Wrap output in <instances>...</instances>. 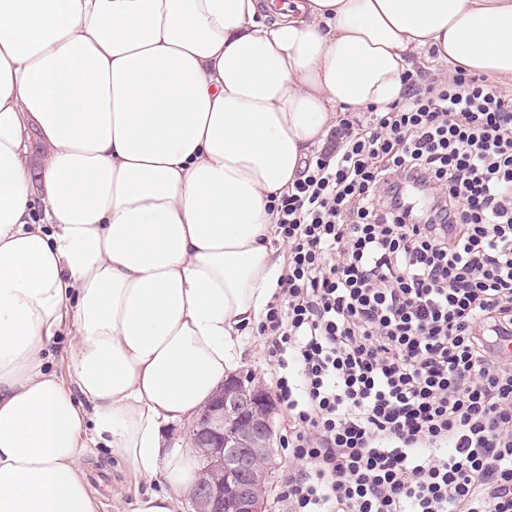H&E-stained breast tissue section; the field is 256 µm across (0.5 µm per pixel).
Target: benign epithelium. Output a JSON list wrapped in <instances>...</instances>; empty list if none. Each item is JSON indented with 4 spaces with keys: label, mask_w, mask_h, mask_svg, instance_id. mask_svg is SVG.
Here are the masks:
<instances>
[{
    "label": "benign epithelium",
    "mask_w": 512,
    "mask_h": 512,
    "mask_svg": "<svg viewBox=\"0 0 512 512\" xmlns=\"http://www.w3.org/2000/svg\"><path fill=\"white\" fill-rule=\"evenodd\" d=\"M275 410L252 378L225 380L188 436L203 450L190 496L193 512H263Z\"/></svg>",
    "instance_id": "benign-epithelium-1"
}]
</instances>
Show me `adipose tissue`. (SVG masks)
Listing matches in <instances>:
<instances>
[{"label":"adipose tissue","mask_w":512,"mask_h":512,"mask_svg":"<svg viewBox=\"0 0 512 512\" xmlns=\"http://www.w3.org/2000/svg\"><path fill=\"white\" fill-rule=\"evenodd\" d=\"M429 56L512 83V0H0V512H99L97 447L184 512L164 430L266 313L272 198Z\"/></svg>","instance_id":"1"}]
</instances>
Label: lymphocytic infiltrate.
<instances>
[{
	"label": "lymphocytic infiltrate",
	"instance_id": "f902f5d3",
	"mask_svg": "<svg viewBox=\"0 0 512 512\" xmlns=\"http://www.w3.org/2000/svg\"><path fill=\"white\" fill-rule=\"evenodd\" d=\"M273 209L277 512H512V91L407 74Z\"/></svg>",
	"mask_w": 512,
	"mask_h": 512
}]
</instances>
